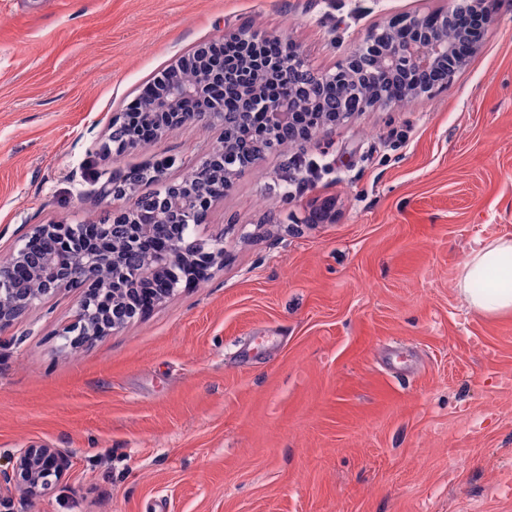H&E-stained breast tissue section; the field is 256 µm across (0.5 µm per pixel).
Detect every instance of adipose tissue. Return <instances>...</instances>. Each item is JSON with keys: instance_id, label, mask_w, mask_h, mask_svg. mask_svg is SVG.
<instances>
[{"instance_id": "ef3b65f1", "label": "adipose tissue", "mask_w": 512, "mask_h": 512, "mask_svg": "<svg viewBox=\"0 0 512 512\" xmlns=\"http://www.w3.org/2000/svg\"><path fill=\"white\" fill-rule=\"evenodd\" d=\"M485 288H478V281ZM469 311L483 316L512 312V237H500L473 248L455 285Z\"/></svg>"}]
</instances>
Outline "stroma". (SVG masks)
<instances>
[{
	"label": "stroma",
	"instance_id": "35a3bbf8",
	"mask_svg": "<svg viewBox=\"0 0 512 512\" xmlns=\"http://www.w3.org/2000/svg\"><path fill=\"white\" fill-rule=\"evenodd\" d=\"M447 7L0 0V256L33 225L110 218L96 173L171 157L178 182L220 147L189 124L102 149L194 47L274 35L332 73ZM193 235L223 236L224 266L118 332L71 344L70 289L0 331V469L28 445L69 460L0 512H512V313L455 291L473 247L512 237V0L447 87L265 152Z\"/></svg>",
	"mask_w": 512,
	"mask_h": 512
}]
</instances>
